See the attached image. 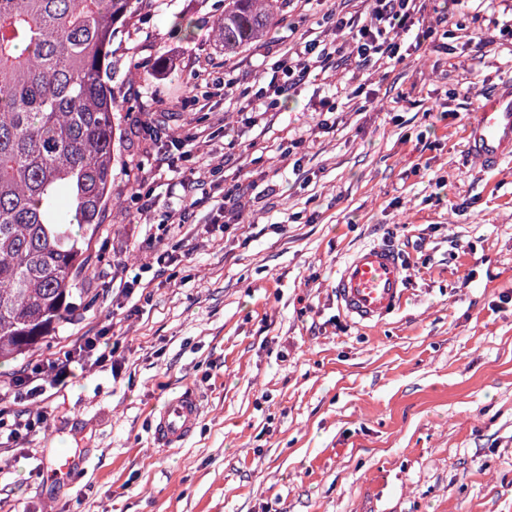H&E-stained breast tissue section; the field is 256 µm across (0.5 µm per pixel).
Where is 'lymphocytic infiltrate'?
I'll return each instance as SVG.
<instances>
[{
	"label": "lymphocytic infiltrate",
	"mask_w": 512,
	"mask_h": 512,
	"mask_svg": "<svg viewBox=\"0 0 512 512\" xmlns=\"http://www.w3.org/2000/svg\"><path fill=\"white\" fill-rule=\"evenodd\" d=\"M367 18L353 15H326L323 19L332 40L318 38L304 40L282 52L273 63L266 86L260 87L249 98L246 109L251 123H258L273 110L276 98L288 82H301L312 75H320L333 67L339 52H348L362 66L385 65L402 60L400 37L413 33L416 46H423L436 33L437 24L447 23V15H440L437 23L425 20L422 0H369ZM104 343L100 337H84L77 352L68 354L66 363L104 358ZM66 363L46 361L31 366L18 376L4 395L21 404L42 396L47 388L60 384Z\"/></svg>",
	"instance_id": "obj_1"
}]
</instances>
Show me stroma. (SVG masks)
Here are the masks:
<instances>
[{
  "label": "stroma",
  "mask_w": 512,
  "mask_h": 512,
  "mask_svg": "<svg viewBox=\"0 0 512 512\" xmlns=\"http://www.w3.org/2000/svg\"><path fill=\"white\" fill-rule=\"evenodd\" d=\"M425 3L460 21L449 46L328 69L255 125L241 91L360 0H288L234 56L214 30L224 0H154L121 29V163L77 309L0 385L89 333L117 351L71 364L30 406L43 428L0 445V512H512V161L488 171L465 149L482 94L512 78L493 41L512 14ZM193 134L198 155L163 169ZM228 190L246 223L226 231L212 208ZM373 243L406 260L407 290L368 330L334 283ZM188 388L197 427L161 447L151 418Z\"/></svg>",
  "instance_id": "obj_1"
}]
</instances>
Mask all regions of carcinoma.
Returning <instances> with one entry per match:
<instances>
[{"label":"carcinoma","mask_w":512,"mask_h":512,"mask_svg":"<svg viewBox=\"0 0 512 512\" xmlns=\"http://www.w3.org/2000/svg\"><path fill=\"white\" fill-rule=\"evenodd\" d=\"M153 0H0V360L76 310L87 245L112 201L119 99L112 38ZM282 0H224V54L258 40Z\"/></svg>","instance_id":"carcinoma-1"}]
</instances>
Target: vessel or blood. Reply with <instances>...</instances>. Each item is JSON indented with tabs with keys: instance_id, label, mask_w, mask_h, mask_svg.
Here are the masks:
<instances>
[{
	"instance_id": "obj_1",
	"label": "vessel or blood",
	"mask_w": 512,
	"mask_h": 512,
	"mask_svg": "<svg viewBox=\"0 0 512 512\" xmlns=\"http://www.w3.org/2000/svg\"><path fill=\"white\" fill-rule=\"evenodd\" d=\"M466 149L489 170L512 158V82L500 84L485 96L468 123ZM405 280L404 268L392 249L365 246L340 267L336 299L356 325L375 327L396 311L405 293ZM199 414V402L192 390L167 400L155 418L156 443L168 448L187 440Z\"/></svg>"
}]
</instances>
